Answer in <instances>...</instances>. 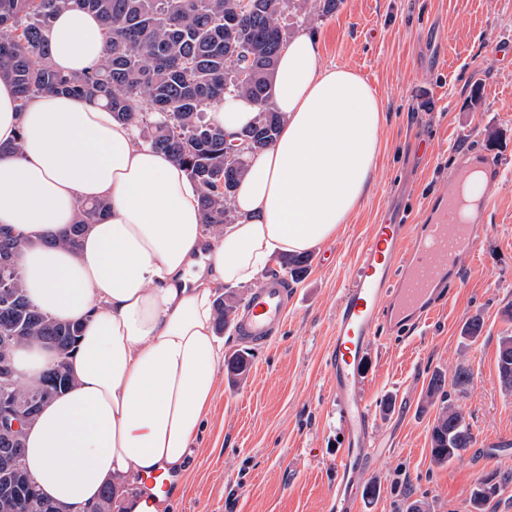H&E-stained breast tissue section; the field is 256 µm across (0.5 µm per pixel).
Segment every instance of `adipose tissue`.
Here are the masks:
<instances>
[{
    "label": "adipose tissue",
    "mask_w": 512,
    "mask_h": 512,
    "mask_svg": "<svg viewBox=\"0 0 512 512\" xmlns=\"http://www.w3.org/2000/svg\"><path fill=\"white\" fill-rule=\"evenodd\" d=\"M55 67L82 72L109 42L99 20L59 13L48 33ZM284 120L251 155L220 234L204 229L199 189L133 124L101 104L42 93L19 105L0 80V224L26 246L18 258L29 300L83 334L68 358L73 389L26 427L25 466L41 496L82 512L112 483L118 512H154L129 482L182 468L213 403L224 342L219 288L254 280L278 256L332 240L371 192L385 104L360 76L318 62L314 36L283 48L272 84ZM228 95L211 119L234 137L256 117ZM108 216L78 250L57 245L82 202Z\"/></svg>",
    "instance_id": "adipose-tissue-1"
}]
</instances>
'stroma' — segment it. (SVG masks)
<instances>
[{
	"label": "stroma",
	"mask_w": 512,
	"mask_h": 512,
	"mask_svg": "<svg viewBox=\"0 0 512 512\" xmlns=\"http://www.w3.org/2000/svg\"><path fill=\"white\" fill-rule=\"evenodd\" d=\"M281 24L290 37L315 35L322 66L350 69L383 99L382 154L368 199L292 283L279 335L253 349L246 374L219 367L210 413L161 512H327L343 430L325 360L358 250L386 210L425 223L424 204L453 188L459 154L480 152L505 173L449 304L424 328L370 348L366 398L383 446L361 479L377 493L360 510L407 512L416 501L425 512H469L485 474L512 472V447L489 444L512 438V395L497 371L499 339L512 333L501 318L512 304V61L490 55L512 43V0H338L329 14L309 0ZM476 315L481 335L463 339ZM460 366L472 375L460 402L476 442L439 466L427 384Z\"/></svg>",
	"instance_id": "35a3bbf8"
}]
</instances>
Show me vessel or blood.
Masks as SVG:
<instances>
[{
	"label": "vessel or blood",
	"instance_id": "b4317fda",
	"mask_svg": "<svg viewBox=\"0 0 512 512\" xmlns=\"http://www.w3.org/2000/svg\"><path fill=\"white\" fill-rule=\"evenodd\" d=\"M501 170V163H484L482 192L464 218L456 216L464 201L456 193L445 199L426 229L397 224L388 217L375 225L362 244L350 283L336 307L326 355L329 392L341 410L344 427V448L335 464L340 512H355L354 488L373 463L374 416L363 396L369 349L379 332H395L405 325L421 328L449 301L458 258L476 245ZM287 310L286 282L270 278L248 297L237 333L246 343L268 344L283 325ZM176 486L175 475L165 470L139 478L141 495L150 502Z\"/></svg>",
	"mask_w": 512,
	"mask_h": 512
}]
</instances>
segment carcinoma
Returning <instances> with one entry per match:
<instances>
[{
    "instance_id": "1",
    "label": "carcinoma",
    "mask_w": 512,
    "mask_h": 512,
    "mask_svg": "<svg viewBox=\"0 0 512 512\" xmlns=\"http://www.w3.org/2000/svg\"><path fill=\"white\" fill-rule=\"evenodd\" d=\"M308 0H0V80L13 84L20 100L42 92L65 93L103 103L114 118L134 122L142 143L164 151L182 166L200 191V206L209 231L231 224L233 191L248 169L249 154L273 140L281 121L271 103V85L279 53L285 46L280 19ZM78 8L100 18L109 38L107 57L80 74H64L50 60L47 32L62 10ZM247 68L251 79L234 82L236 70ZM233 92L257 106L254 123L240 136L249 140L241 161L224 169V128L206 112ZM110 203L99 199L79 206L76 220L60 239L79 246L91 225L104 220ZM24 241L11 229L0 233V343L19 348L41 343L55 348L58 361L36 379L13 380L0 390V401H50L74 385L67 357L75 348L81 325L58 321L33 306L25 293L18 257ZM309 255L281 258L277 275L299 280ZM239 301L232 293L214 303L220 332L236 319ZM512 335L500 338L497 360L502 390L512 393ZM472 382L460 367L453 391L436 372L429 380L426 401L437 406L431 431V456L444 465L470 448L475 440L470 423L457 404ZM23 437L0 433V512H71L40 496L26 469ZM512 472L491 474L470 493V512H485L498 481Z\"/></svg>"
}]
</instances>
